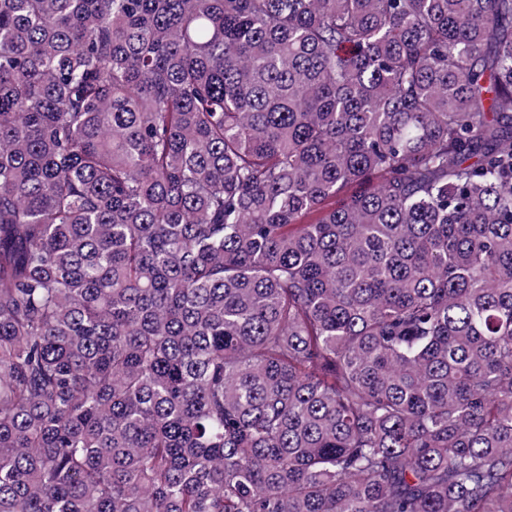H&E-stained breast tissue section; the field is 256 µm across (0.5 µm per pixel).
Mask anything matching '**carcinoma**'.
<instances>
[{
	"label": "carcinoma",
	"mask_w": 512,
	"mask_h": 512,
	"mask_svg": "<svg viewBox=\"0 0 512 512\" xmlns=\"http://www.w3.org/2000/svg\"><path fill=\"white\" fill-rule=\"evenodd\" d=\"M0 512H512V0H0Z\"/></svg>",
	"instance_id": "cac0c4a2"
}]
</instances>
